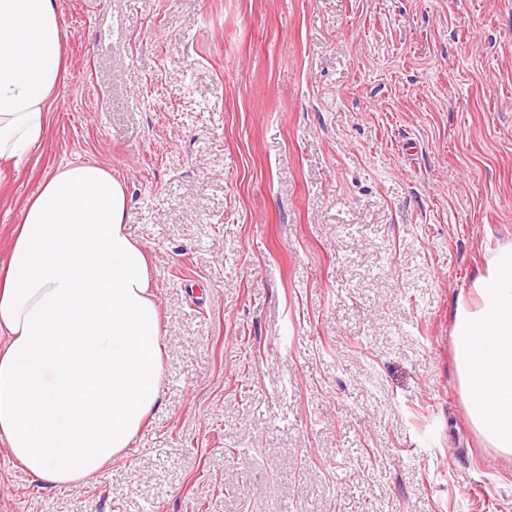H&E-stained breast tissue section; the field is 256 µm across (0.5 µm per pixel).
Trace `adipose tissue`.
Here are the masks:
<instances>
[{
	"label": "adipose tissue",
	"mask_w": 512,
	"mask_h": 512,
	"mask_svg": "<svg viewBox=\"0 0 512 512\" xmlns=\"http://www.w3.org/2000/svg\"><path fill=\"white\" fill-rule=\"evenodd\" d=\"M57 0H0V162L44 143L65 61ZM122 178L95 162L46 174L0 264V438L59 486L123 456L158 405L160 311L146 250L124 224ZM467 417L512 454V243L491 251L453 317Z\"/></svg>",
	"instance_id": "obj_1"
}]
</instances>
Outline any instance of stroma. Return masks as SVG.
Wrapping results in <instances>:
<instances>
[{
  "instance_id": "1",
  "label": "stroma",
  "mask_w": 512,
  "mask_h": 512,
  "mask_svg": "<svg viewBox=\"0 0 512 512\" xmlns=\"http://www.w3.org/2000/svg\"><path fill=\"white\" fill-rule=\"evenodd\" d=\"M46 140L0 163V263L58 164L127 184L159 406L77 487L0 512H512L453 314L512 242V0H57Z\"/></svg>"
}]
</instances>
